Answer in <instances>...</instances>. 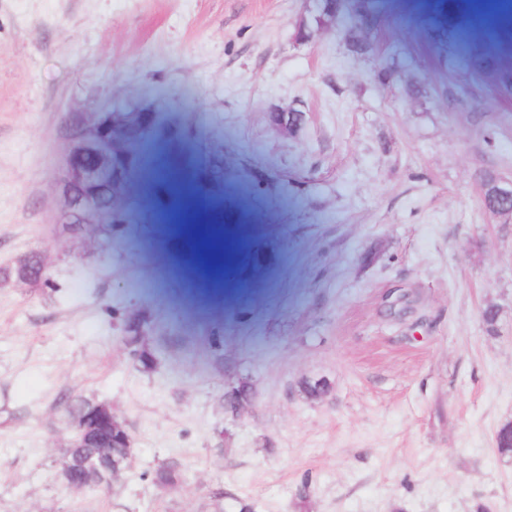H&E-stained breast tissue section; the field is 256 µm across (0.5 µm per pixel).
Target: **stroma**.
<instances>
[{"instance_id":"stroma-1","label":"stroma","mask_w":512,"mask_h":512,"mask_svg":"<svg viewBox=\"0 0 512 512\" xmlns=\"http://www.w3.org/2000/svg\"><path fill=\"white\" fill-rule=\"evenodd\" d=\"M371 2L361 55L341 25L295 42L308 0H0V267L36 251L51 280L0 282V512H512V220L481 203L485 174L512 182V95L432 0ZM114 100L156 113V154L104 251L67 232L56 182L67 114ZM290 108L288 133L270 113ZM172 157L262 231L235 293L201 296L156 239ZM136 313L148 370L123 342ZM64 394L128 429L108 487L58 478Z\"/></svg>"}]
</instances>
